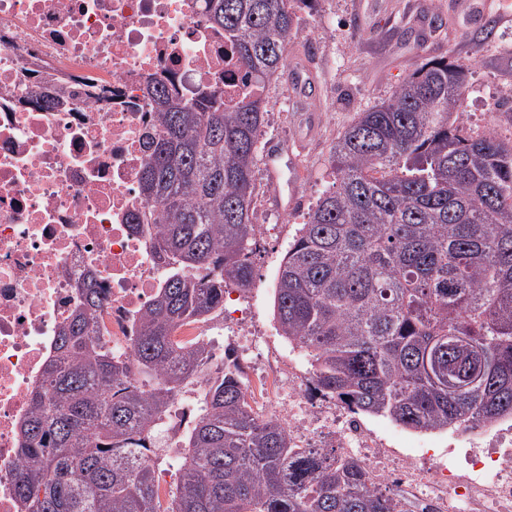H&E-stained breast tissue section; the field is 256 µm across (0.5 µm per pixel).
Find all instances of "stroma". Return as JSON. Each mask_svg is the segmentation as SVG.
<instances>
[{
	"instance_id": "35a3bbf8",
	"label": "stroma",
	"mask_w": 512,
	"mask_h": 512,
	"mask_svg": "<svg viewBox=\"0 0 512 512\" xmlns=\"http://www.w3.org/2000/svg\"><path fill=\"white\" fill-rule=\"evenodd\" d=\"M298 35L288 61L304 68V86L281 102L292 72L268 84L263 142L285 141L300 161V180L282 178L281 193L291 222L255 211L254 223L271 232L253 256L256 277L243 292L242 317L224 324L225 335L248 329L258 339L287 347L274 317L278 268L312 204L331 188L328 159L338 135L375 102L387 98L426 58H448L468 69L464 103L470 129H493L512 140V112L491 99L512 91V0H318L296 11ZM370 430L402 453H436L448 445L444 430L415 431L383 416L368 419Z\"/></svg>"
}]
</instances>
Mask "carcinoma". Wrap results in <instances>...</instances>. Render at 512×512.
I'll return each instance as SVG.
<instances>
[{"mask_svg":"<svg viewBox=\"0 0 512 512\" xmlns=\"http://www.w3.org/2000/svg\"><path fill=\"white\" fill-rule=\"evenodd\" d=\"M244 73L266 85L288 67L290 0H207ZM466 68L425 59L332 147L333 190L298 228L277 275L280 335L311 357L316 388L358 414L413 430L512 416V141L470 133ZM155 132L141 175L151 229L170 266L140 314L138 381L93 326L91 282L62 325L20 436L24 512H396L360 461L295 448L281 420L251 408L242 368L175 331L206 323L224 289H249L257 241L254 172L262 95L231 110L224 92L192 101L154 89ZM214 268L213 275L200 276ZM211 381L179 447L148 461L150 439L199 369ZM176 469L168 498L158 473Z\"/></svg>","mask_w":512,"mask_h":512,"instance_id":"cac0c4a2","label":"carcinoma"}]
</instances>
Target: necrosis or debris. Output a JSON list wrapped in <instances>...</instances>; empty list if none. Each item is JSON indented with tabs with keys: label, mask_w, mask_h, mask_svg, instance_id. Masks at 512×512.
I'll return each instance as SVG.
<instances>
[{
	"label": "necrosis or debris",
	"mask_w": 512,
	"mask_h": 512,
	"mask_svg": "<svg viewBox=\"0 0 512 512\" xmlns=\"http://www.w3.org/2000/svg\"><path fill=\"white\" fill-rule=\"evenodd\" d=\"M205 0H0V512H21L19 427L62 324L92 279L108 301L94 333L133 360L132 326L167 269L132 217L154 128L151 92H252ZM249 395L297 448L363 463L397 512H512V416L452 432L419 458L385 447L278 350L259 351ZM195 415L177 397L149 448L177 447Z\"/></svg>",
	"instance_id": "necrosis-or-debris-1"
}]
</instances>
